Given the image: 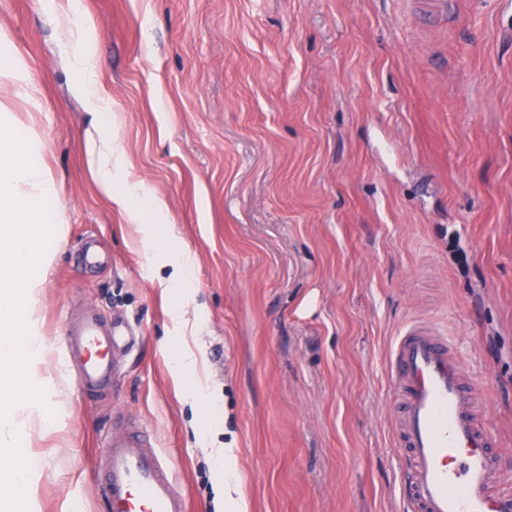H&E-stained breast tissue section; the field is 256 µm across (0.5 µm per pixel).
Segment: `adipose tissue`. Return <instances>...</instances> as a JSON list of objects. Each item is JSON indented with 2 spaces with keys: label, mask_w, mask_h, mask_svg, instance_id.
<instances>
[{
  "label": "adipose tissue",
  "mask_w": 512,
  "mask_h": 512,
  "mask_svg": "<svg viewBox=\"0 0 512 512\" xmlns=\"http://www.w3.org/2000/svg\"><path fill=\"white\" fill-rule=\"evenodd\" d=\"M60 28V53L71 66L72 90L99 122L97 134L88 135L87 154L95 182L110 206L128 223L163 221L166 205L161 197L146 196L139 183L128 180L120 145L112 141L110 103L100 84L93 56L85 46L93 29L79 0H67L63 12L53 13ZM0 512H26V486L35 457L18 446L25 432L24 410H40L41 387L35 381L36 363L45 349L44 339L33 329V314L43 283V273L52 254L43 245V226L50 217L45 209L55 187L41 142L20 136L9 110L12 99L36 100L40 89L19 65L10 43L0 34ZM177 279L172 282L173 318L185 322L187 290L194 280L196 256L183 248L174 256ZM203 356L190 347H179L172 355L173 377L197 405L209 406L212 398L201 376ZM201 448L223 474L225 512H249L241 490L234 449L210 447L198 436Z\"/></svg>",
  "instance_id": "1"
}]
</instances>
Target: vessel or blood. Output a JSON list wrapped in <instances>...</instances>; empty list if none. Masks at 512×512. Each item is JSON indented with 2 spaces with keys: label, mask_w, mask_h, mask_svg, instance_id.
<instances>
[{
  "label": "vessel or blood",
  "mask_w": 512,
  "mask_h": 512,
  "mask_svg": "<svg viewBox=\"0 0 512 512\" xmlns=\"http://www.w3.org/2000/svg\"><path fill=\"white\" fill-rule=\"evenodd\" d=\"M135 332L85 316L66 333L68 360H79L77 390L113 382L120 352ZM402 394L396 438L408 512H512L498 438L480 415L470 371L446 337L418 324L404 327L388 360ZM100 467V490L112 512H189L167 460L143 435H113Z\"/></svg>",
  "instance_id": "obj_1"
}]
</instances>
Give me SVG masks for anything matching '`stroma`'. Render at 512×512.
I'll return each mask as SVG.
<instances>
[{
    "instance_id": "obj_1",
    "label": "stroma",
    "mask_w": 512,
    "mask_h": 512,
    "mask_svg": "<svg viewBox=\"0 0 512 512\" xmlns=\"http://www.w3.org/2000/svg\"><path fill=\"white\" fill-rule=\"evenodd\" d=\"M81 2L112 136L167 221L144 255L95 184L92 117L41 0H0L41 88L14 112L63 219L35 310L27 512H110L96 472L118 423L152 434L191 512L219 509L199 432L235 449L249 512H403L387 360L414 320L453 342L512 451V0H450L449 23L429 0ZM180 245L197 258L186 326L160 286ZM87 313L140 339L116 390L80 396L65 333ZM184 343L214 411L173 380Z\"/></svg>"
}]
</instances>
